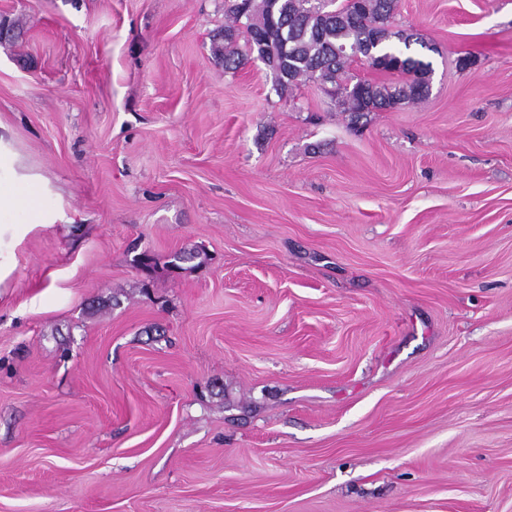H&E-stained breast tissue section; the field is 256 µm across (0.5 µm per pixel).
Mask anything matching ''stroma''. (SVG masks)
Returning <instances> with one entry per match:
<instances>
[{
	"instance_id": "1",
	"label": "stroma",
	"mask_w": 512,
	"mask_h": 512,
	"mask_svg": "<svg viewBox=\"0 0 512 512\" xmlns=\"http://www.w3.org/2000/svg\"><path fill=\"white\" fill-rule=\"evenodd\" d=\"M226 23L0 0L57 215L0 288V512H512V0H397L431 91L358 119Z\"/></svg>"
}]
</instances>
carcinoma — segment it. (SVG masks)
Masks as SVG:
<instances>
[{
  "mask_svg": "<svg viewBox=\"0 0 512 512\" xmlns=\"http://www.w3.org/2000/svg\"><path fill=\"white\" fill-rule=\"evenodd\" d=\"M231 24L224 28V44L215 52L227 71L238 70L254 58L273 73L275 90L284 96L305 82H316L327 94L344 88L336 97L345 112L362 116L428 96L432 66L408 56L413 35L393 30L396 0H227ZM246 35L245 51L232 48L239 33ZM370 55L400 80L370 82L348 72L355 54ZM195 249L183 250L167 261L182 265L199 258Z\"/></svg>",
  "mask_w": 512,
  "mask_h": 512,
  "instance_id": "carcinoma-1",
  "label": "carcinoma"
}]
</instances>
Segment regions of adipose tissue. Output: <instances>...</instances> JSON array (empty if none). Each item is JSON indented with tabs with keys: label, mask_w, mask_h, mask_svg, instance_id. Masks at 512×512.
I'll return each mask as SVG.
<instances>
[{
	"label": "adipose tissue",
	"mask_w": 512,
	"mask_h": 512,
	"mask_svg": "<svg viewBox=\"0 0 512 512\" xmlns=\"http://www.w3.org/2000/svg\"><path fill=\"white\" fill-rule=\"evenodd\" d=\"M46 190L43 178L23 167L14 150L0 139V243H18L24 234L53 223L52 214L41 203ZM19 214L24 220L18 224L14 218Z\"/></svg>",
	"instance_id": "obj_1"
}]
</instances>
